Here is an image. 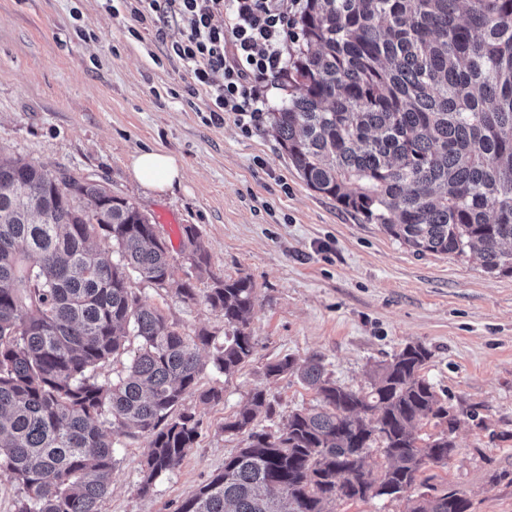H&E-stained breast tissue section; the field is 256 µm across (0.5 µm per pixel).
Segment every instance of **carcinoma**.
Segmentation results:
<instances>
[{
	"instance_id": "1",
	"label": "carcinoma",
	"mask_w": 512,
	"mask_h": 512,
	"mask_svg": "<svg viewBox=\"0 0 512 512\" xmlns=\"http://www.w3.org/2000/svg\"><path fill=\"white\" fill-rule=\"evenodd\" d=\"M294 24L288 99L268 119L307 186L419 255L471 252L486 272L512 275V0H303ZM155 228L105 181L0 154V470L17 483L16 512H102L122 437L147 441L138 491L149 494L200 437L187 398L224 400L198 389L200 350L214 346L226 375L253 353V284L213 274L193 224L181 254L209 287L187 279L175 294L203 300L231 334L220 345L205 330L190 336L142 300L132 278L174 283ZM429 357L406 346L374 366L368 392L336 384L316 359L269 364L267 376L296 375L319 406L267 432L255 422L271 403L252 392L224 422L243 446L175 512L403 497L406 512H469L454 489L407 495L456 448L457 417L421 375ZM424 420L444 429L424 440ZM376 443L386 462L374 477Z\"/></svg>"
}]
</instances>
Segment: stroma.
Instances as JSON below:
<instances>
[{"label": "stroma", "instance_id": "obj_1", "mask_svg": "<svg viewBox=\"0 0 512 512\" xmlns=\"http://www.w3.org/2000/svg\"><path fill=\"white\" fill-rule=\"evenodd\" d=\"M134 26L103 0H0V149L106 180L151 218L166 210L196 225L212 271L255 286L254 349L230 377L210 367L212 348L202 350L200 386L223 388L224 399L188 398L201 421L195 447L143 496L146 442L122 439L103 512H173L241 446L224 421L254 390L275 409L261 426L316 406L297 377L268 378L269 363L317 357L336 384L366 391L369 369L409 344L430 351L423 374L458 418L455 452L428 469L434 485L459 490L470 512H512V276L487 273L469 254L416 255L312 190L268 120L251 130L231 112L211 120L207 93L192 90L168 52L180 23L135 37ZM148 149L177 155L182 182L162 193L139 184L130 158ZM136 289L184 332L223 337V319L204 303Z\"/></svg>", "mask_w": 512, "mask_h": 512}]
</instances>
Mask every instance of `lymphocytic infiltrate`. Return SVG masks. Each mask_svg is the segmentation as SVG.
Instances as JSON below:
<instances>
[{
    "label": "lymphocytic infiltrate",
    "instance_id": "f902f5d3",
    "mask_svg": "<svg viewBox=\"0 0 512 512\" xmlns=\"http://www.w3.org/2000/svg\"><path fill=\"white\" fill-rule=\"evenodd\" d=\"M140 24L182 22L171 51L211 99V118L232 112L258 124L273 78L284 74L293 0H122Z\"/></svg>",
    "mask_w": 512,
    "mask_h": 512
}]
</instances>
